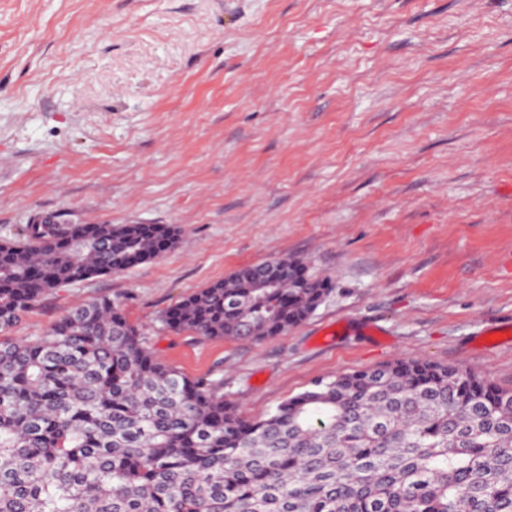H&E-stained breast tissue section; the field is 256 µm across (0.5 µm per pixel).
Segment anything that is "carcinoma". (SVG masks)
Masks as SVG:
<instances>
[{
  "instance_id": "cac0c4a2",
  "label": "carcinoma",
  "mask_w": 512,
  "mask_h": 512,
  "mask_svg": "<svg viewBox=\"0 0 512 512\" xmlns=\"http://www.w3.org/2000/svg\"><path fill=\"white\" fill-rule=\"evenodd\" d=\"M172 248L170 224H26L0 240V512H512V390L422 358L345 373L250 421L159 360L110 299L3 338L62 286ZM303 261L239 268L169 328L262 340L331 292Z\"/></svg>"
}]
</instances>
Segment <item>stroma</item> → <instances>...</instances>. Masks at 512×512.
<instances>
[{
	"mask_svg": "<svg viewBox=\"0 0 512 512\" xmlns=\"http://www.w3.org/2000/svg\"><path fill=\"white\" fill-rule=\"evenodd\" d=\"M43 211L178 243L13 339L111 299L249 420L405 357L512 390V0H0V239ZM278 257L333 282L288 332L163 325Z\"/></svg>",
	"mask_w": 512,
	"mask_h": 512,
	"instance_id": "stroma-1",
	"label": "stroma"
}]
</instances>
